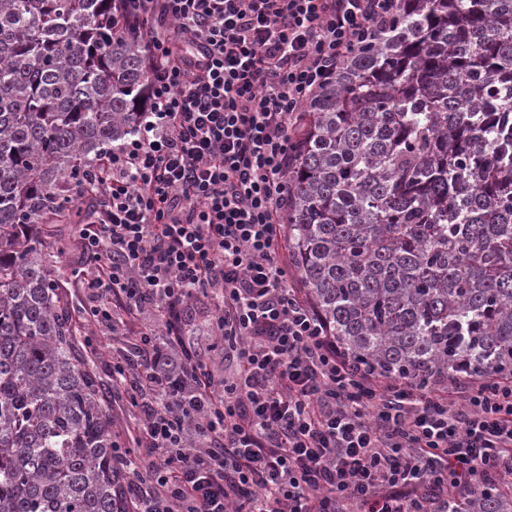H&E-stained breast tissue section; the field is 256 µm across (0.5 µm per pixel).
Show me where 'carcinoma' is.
<instances>
[{
    "label": "carcinoma",
    "instance_id": "obj_1",
    "mask_svg": "<svg viewBox=\"0 0 512 512\" xmlns=\"http://www.w3.org/2000/svg\"><path fill=\"white\" fill-rule=\"evenodd\" d=\"M113 0H0V512H129L112 389L28 230L129 136L149 82ZM288 253L352 356L421 387L512 376V0H400L304 107ZM448 512H512L485 482Z\"/></svg>",
    "mask_w": 512,
    "mask_h": 512
}]
</instances>
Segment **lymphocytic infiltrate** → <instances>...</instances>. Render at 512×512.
<instances>
[{
	"mask_svg": "<svg viewBox=\"0 0 512 512\" xmlns=\"http://www.w3.org/2000/svg\"><path fill=\"white\" fill-rule=\"evenodd\" d=\"M399 0H115L151 79L131 136L74 187L89 303L123 331L130 512H446L512 486V378L424 389L341 349L282 253L304 107ZM204 302L207 345L189 342Z\"/></svg>",
	"mask_w": 512,
	"mask_h": 512,
	"instance_id": "obj_1",
	"label": "lymphocytic infiltrate"
}]
</instances>
